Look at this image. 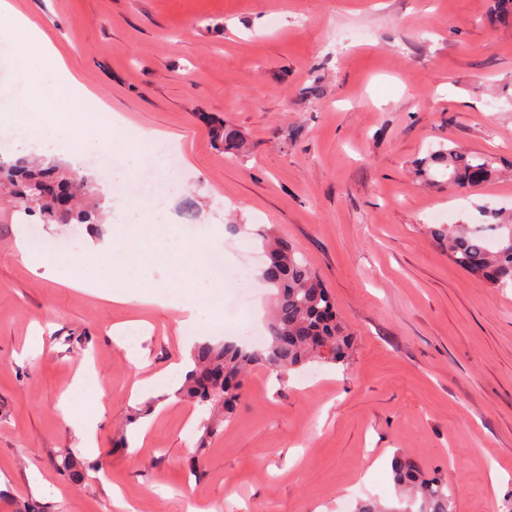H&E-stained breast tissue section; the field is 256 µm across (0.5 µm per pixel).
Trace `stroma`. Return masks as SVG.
Here are the masks:
<instances>
[{
    "label": "stroma",
    "mask_w": 512,
    "mask_h": 512,
    "mask_svg": "<svg viewBox=\"0 0 512 512\" xmlns=\"http://www.w3.org/2000/svg\"><path fill=\"white\" fill-rule=\"evenodd\" d=\"M12 2L142 152L145 201L165 199L175 232L218 238L234 286L208 342L269 341L272 291L247 258L262 228L299 246L355 341L344 365L253 369L201 442L196 402L128 399L131 354L184 358L177 313L35 274L19 236L74 253L86 227L0 198V512H354L394 499L399 451L447 473L456 512H512V288L456 267L429 233L512 213V20L490 23L494 0ZM203 112L243 133L246 157L212 146ZM152 132L171 142L159 163L139 139ZM442 144L488 156L494 176L463 192L418 182L416 161ZM88 353L108 394L93 454L58 408ZM68 457L82 481L62 475Z\"/></svg>",
    "instance_id": "obj_1"
}]
</instances>
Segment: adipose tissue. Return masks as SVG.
<instances>
[{
  "mask_svg": "<svg viewBox=\"0 0 512 512\" xmlns=\"http://www.w3.org/2000/svg\"><path fill=\"white\" fill-rule=\"evenodd\" d=\"M103 210L108 211V232L100 241H88L86 252L48 257L31 251L26 243H19L21 259L32 269H45L57 282L76 289L93 287L112 301L142 306L153 304L174 308L181 312V326L199 329L217 327L224 322V291L211 277L210 260L216 245L213 241L184 234L170 236L162 211H154L149 224L136 223L134 214L144 202L129 196L119 208H112L110 187H103ZM94 254L98 263L108 264L110 272L103 278L80 275L87 254ZM161 272L156 282L142 281L144 267ZM93 356H85L75 373L71 391L80 393V404L65 403L64 420L73 425L83 447L92 448L103 414V389L89 385L96 376Z\"/></svg>",
  "mask_w": 512,
  "mask_h": 512,
  "instance_id": "1",
  "label": "adipose tissue"
}]
</instances>
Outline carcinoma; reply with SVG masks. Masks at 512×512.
<instances>
[{"label": "carcinoma", "instance_id": "1", "mask_svg": "<svg viewBox=\"0 0 512 512\" xmlns=\"http://www.w3.org/2000/svg\"><path fill=\"white\" fill-rule=\"evenodd\" d=\"M210 137L218 149L238 151L244 146L240 131L222 121L211 122ZM440 168L448 171V184L460 190L494 174L486 156L441 146L416 163V175L433 183ZM0 190L23 206L26 215L37 216L45 224H95L97 208L91 200L98 196L96 182L72 174L55 161L33 154L0 160ZM494 218L490 229L498 236L493 248L466 224H439L431 233L457 267L494 288L512 287V215L496 213ZM262 239L267 257L262 279L274 289L268 346L252 350L234 343L197 345L193 369L177 392L181 398L209 406L204 442L216 434L219 423L232 417L247 370L259 366L285 373L312 362L344 365L350 357L354 337L339 319L335 298L308 267L298 246L269 230ZM391 469L398 506L369 499L360 502L356 512H453L454 494L447 474L430 476L402 453L392 457Z\"/></svg>", "mask_w": 512, "mask_h": 512}]
</instances>
